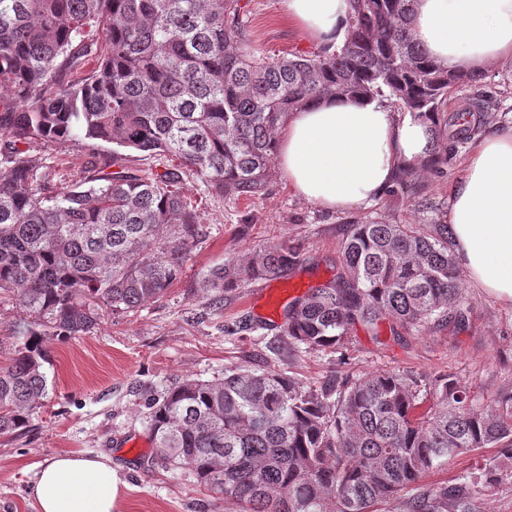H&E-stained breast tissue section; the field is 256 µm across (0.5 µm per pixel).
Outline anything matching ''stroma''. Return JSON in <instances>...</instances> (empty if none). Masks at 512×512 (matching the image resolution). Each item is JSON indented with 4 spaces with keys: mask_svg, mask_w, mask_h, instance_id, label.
<instances>
[{
    "mask_svg": "<svg viewBox=\"0 0 512 512\" xmlns=\"http://www.w3.org/2000/svg\"><path fill=\"white\" fill-rule=\"evenodd\" d=\"M252 47L277 57L318 51L283 13L280 0H245ZM491 95L492 118L474 125L448 162L446 174L421 171L407 192L375 205L330 211L297 196L278 165L268 170L265 195L228 201L207 195L193 176L182 183L203 220L200 241L183 274L160 299L120 317L102 319L92 332L64 339L41 337L49 362L47 395L18 433L0 435V512H37L30 493L36 464L63 453L106 457L120 480L118 512H225L222 498L204 489L190 469L173 471L154 457L147 421L152 398L184 380H213L244 364L297 378L308 386L394 371L418 379L452 374L479 406L512 392V306L462 284L464 323L416 330L392 318L376 329L356 325L346 348L307 352L285 344L284 312L295 298L336 277L341 244L351 221L413 224L421 231L448 220L452 185L476 142L512 128V61L496 63L483 86L451 93L449 111ZM48 158L57 183L111 160L119 146L102 142L34 143ZM289 242L300 262L283 277L256 281L209 308L201 281L230 259H248Z\"/></svg>",
    "mask_w": 512,
    "mask_h": 512,
    "instance_id": "stroma-1",
    "label": "stroma"
}]
</instances>
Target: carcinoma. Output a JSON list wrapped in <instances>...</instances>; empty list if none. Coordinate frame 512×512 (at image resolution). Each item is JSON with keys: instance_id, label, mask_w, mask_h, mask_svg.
<instances>
[{"instance_id": "carcinoma-1", "label": "carcinoma", "mask_w": 512, "mask_h": 512, "mask_svg": "<svg viewBox=\"0 0 512 512\" xmlns=\"http://www.w3.org/2000/svg\"><path fill=\"white\" fill-rule=\"evenodd\" d=\"M415 0H352L340 47L255 55L242 0H0V295L31 321L0 367V435L26 426L47 393L41 328L85 335L104 314L162 297L202 236L180 190L190 171L213 196L259 197L284 114L338 94L379 98L430 118L435 141L464 143L469 120L448 117V94L485 78L450 72L414 41ZM95 66L72 80L82 58ZM95 140L167 155L146 172L115 156L65 187L35 141ZM450 225L350 224L336 279L288 307L283 336L305 351L342 347L354 325L464 321ZM300 261L286 242L203 282L209 305ZM159 461L190 467L238 512H372L414 487L402 512H479L512 475V393L480 409L443 374L394 372L309 387L248 366L188 379L152 403ZM500 447L437 487L423 474L476 448Z\"/></svg>"}]
</instances>
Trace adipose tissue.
I'll return each instance as SVG.
<instances>
[{
	"label": "adipose tissue",
	"instance_id": "obj_1",
	"mask_svg": "<svg viewBox=\"0 0 512 512\" xmlns=\"http://www.w3.org/2000/svg\"><path fill=\"white\" fill-rule=\"evenodd\" d=\"M314 42L341 44L350 0H281ZM413 39L455 72L512 60V0H415ZM434 147L430 120L347 95L284 116L277 158L289 187L327 210L371 204L398 168L416 167ZM457 260L468 282L512 305V128L479 140L451 192ZM39 512H116L111 462L64 454L39 464L32 486Z\"/></svg>",
	"mask_w": 512,
	"mask_h": 512
}]
</instances>
